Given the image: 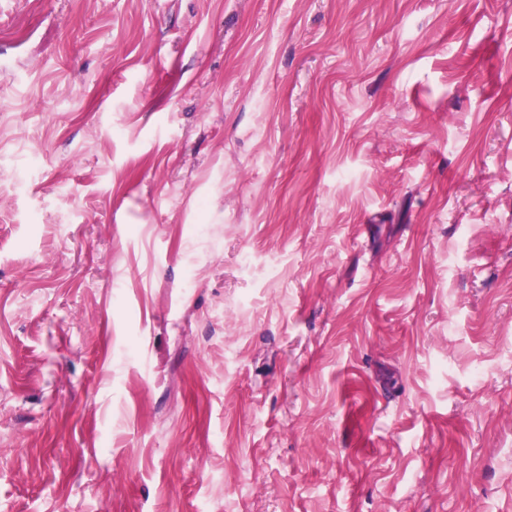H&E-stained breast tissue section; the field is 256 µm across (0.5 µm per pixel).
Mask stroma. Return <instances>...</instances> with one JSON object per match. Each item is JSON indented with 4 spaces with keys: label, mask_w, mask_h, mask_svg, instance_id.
Here are the masks:
<instances>
[{
    "label": "stroma",
    "mask_w": 512,
    "mask_h": 512,
    "mask_svg": "<svg viewBox=\"0 0 512 512\" xmlns=\"http://www.w3.org/2000/svg\"><path fill=\"white\" fill-rule=\"evenodd\" d=\"M0 512H512V0H0Z\"/></svg>",
    "instance_id": "35a3bbf8"
}]
</instances>
